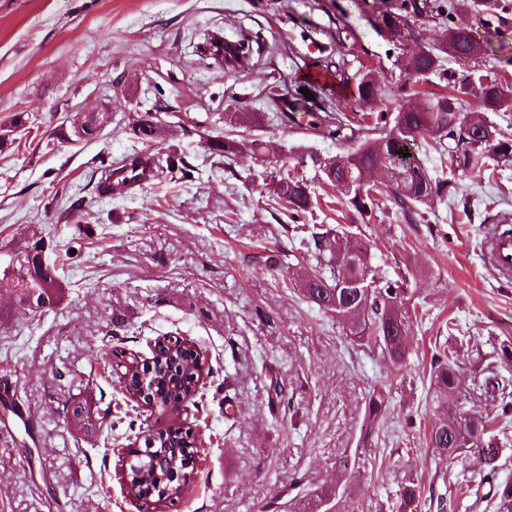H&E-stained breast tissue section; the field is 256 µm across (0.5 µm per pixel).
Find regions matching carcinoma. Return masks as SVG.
<instances>
[{"label":"carcinoma","instance_id":"1","mask_svg":"<svg viewBox=\"0 0 512 512\" xmlns=\"http://www.w3.org/2000/svg\"><path fill=\"white\" fill-rule=\"evenodd\" d=\"M425 4L412 0H397L382 13L379 26L394 37L405 36L410 28V18L419 14ZM483 46L474 39L471 30L448 27L432 41L419 46L402 60L404 85L411 82H429L431 77L446 78L443 69L446 60L469 65V70L454 83L451 94L439 92H413L397 103L394 112L381 114L378 125L359 140L343 160H324L310 152L301 157L321 173L325 184L336 189L338 202L355 213L362 221L370 219L376 209L389 203L395 206L407 224L428 222L426 215L434 199L448 198L457 192V182L452 177L433 175L418 154L419 139L430 138L441 155L448 156L451 169L466 173L486 170L501 159L512 160V133L502 131L485 116L487 112L512 111V95L503 87L488 80L479 70L478 59ZM381 96L377 84L361 75L355 82L356 100L364 105L376 102ZM468 96L478 102L479 111H462L461 102ZM168 103L156 101L154 111L137 114L139 128L131 134L143 144H151L161 135V113ZM471 124L468 140L456 136L462 122ZM208 150L231 159L237 145L230 139H211ZM407 157H402V154ZM100 178L96 183L99 195L112 197L131 193L147 178L181 180L191 173L187 158L169 152L165 156L148 151L136 152L115 162L100 160ZM382 165L392 173V185L373 187L361 178V172ZM273 199L285 205L293 215L312 212L317 196L307 183L297 177L283 175L273 186ZM306 251L316 260L312 273L300 280L303 295L319 309L342 316L346 335L354 342L379 347L389 365L404 373L408 355L407 342L419 314L410 310V274L391 279L379 277L371 266L369 244L348 232L319 229L304 240ZM25 264L10 263L11 275L0 278L18 293V314L31 313L27 307L31 291L46 307L58 302L62 288L61 268L57 265L39 264V245L21 251ZM153 370L146 390L138 388L132 379L123 392L126 407L134 410L176 412L180 405L194 398L204 375L212 374L206 357L197 349L184 345L178 338H168L167 344L153 352ZM431 384L429 398L437 417L431 422L426 438L441 459L453 460L461 456L478 458L487 474L496 473L506 452L498 434L482 415L464 407L461 395V374L455 352L443 351L431 358ZM388 410V399L383 389L373 390L368 399L366 416L369 425L382 422ZM143 441L152 446L144 448L136 467L130 469L129 491L134 497L162 503L180 495L178 482L170 479L180 474L187 461L197 453L195 434L169 429L148 430ZM338 491L319 487L307 503V512H328L337 506ZM496 512H512V484L496 487ZM422 491L416 483L403 488L400 508L403 512H418Z\"/></svg>","mask_w":512,"mask_h":512}]
</instances>
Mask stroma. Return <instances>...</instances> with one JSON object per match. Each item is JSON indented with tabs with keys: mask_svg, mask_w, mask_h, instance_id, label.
<instances>
[{
	"mask_svg": "<svg viewBox=\"0 0 512 512\" xmlns=\"http://www.w3.org/2000/svg\"><path fill=\"white\" fill-rule=\"evenodd\" d=\"M390 2L0 0V132L13 131L15 116L27 120L0 149V263L40 237L45 262L67 267L58 303L26 320L13 290L0 288V400L11 403L0 416L10 437L0 443V512H301L324 484L353 512H397L411 480L423 491L421 512H495L490 487L512 483V424L491 477L471 457L440 462L425 430L434 418L429 363L452 344L449 323L472 338L459 358L469 409L497 415L482 387L489 374L512 384V277L487 259L497 219L512 216V160L492 177L458 176L456 196L434 202L426 224L403 223L391 206L361 223L299 162L307 151L347 148L314 116L365 130L394 107L398 59L443 27L468 25L485 48L483 74L512 90V0H498L504 10L490 22L465 6L437 14L443 0H427L411 36L397 40L376 27ZM216 34L250 36L259 49L247 66L224 69L199 51ZM365 69L384 94L373 108L339 77ZM158 95L170 108L156 149L190 157L194 176L98 197L92 171L141 149L129 120ZM93 104L112 115L96 139L53 140L54 128ZM212 137L237 143L233 160L210 155ZM258 138L276 141L281 155L254 152ZM283 173L318 196L296 221L269 195ZM77 191L82 213L65 214ZM305 224L339 225L371 244L379 275L414 271L427 318L411 333L405 373L299 293L315 266L298 248ZM280 249L282 265L269 267ZM167 333L203 351L216 373L180 416L199 440L191 482L174 504L155 506L122 488L135 433L77 428L63 406L120 399L116 352L144 360ZM278 388L293 410L274 405ZM376 388L389 410L371 431L365 404Z\"/></svg>",
	"mask_w": 512,
	"mask_h": 512,
	"instance_id": "stroma-1",
	"label": "stroma"
}]
</instances>
